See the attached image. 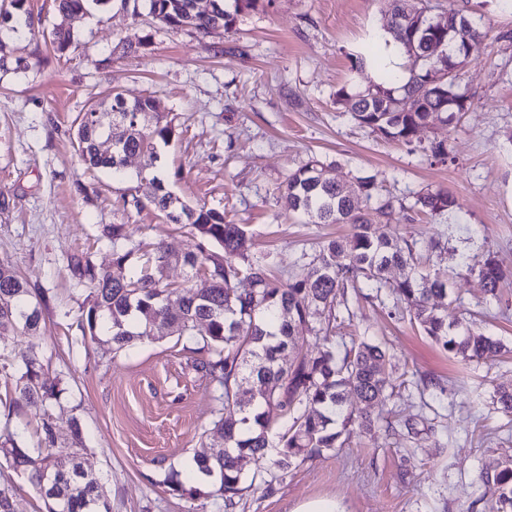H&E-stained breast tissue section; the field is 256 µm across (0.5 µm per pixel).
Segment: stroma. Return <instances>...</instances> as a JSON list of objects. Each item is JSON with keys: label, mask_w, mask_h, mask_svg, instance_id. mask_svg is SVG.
Segmentation results:
<instances>
[{"label": "stroma", "mask_w": 512, "mask_h": 512, "mask_svg": "<svg viewBox=\"0 0 512 512\" xmlns=\"http://www.w3.org/2000/svg\"><path fill=\"white\" fill-rule=\"evenodd\" d=\"M457 2L494 41L459 72L473 104L455 129L430 125L419 133L425 143L447 140L444 164L360 127L334 102L340 86L371 83L369 71L353 70L350 55L384 36L388 0H260L232 29L204 38L161 24L144 4L135 12L93 5L72 22L73 42L62 53L43 39L60 21L53 0H29L33 26L0 40V56L29 63L0 70V261L43 296L36 342L45 377L60 382L65 409L81 423L83 465L99 478L112 512H224L214 478H197L194 464L195 452L222 446L210 434L219 391L193 368L204 328L192 337L140 336L118 353L105 336L84 335L88 291L71 281L67 259L86 252L111 268L101 225H129L135 240L165 241L178 256L198 245L153 207L124 206L144 158H132L119 180L80 165L78 118L113 90L130 101L154 97L172 118L175 135L159 145L156 170L166 190L242 225L252 254H276L272 273L283 281L306 273L318 242L348 231L288 213L278 199L288 173L315 157L344 183L376 176L381 195L402 204L381 233L399 245L447 243L429 265L448 275L449 321L506 348L493 362H463L379 302L350 299L351 333L372 337L393 356L388 375L398 389L387 407L395 432L356 438L301 463L273 490L254 484L235 512H295L312 499L336 500L344 512H484L482 499L493 490L480 472L512 459V420L491 400L494 387L512 386V277L489 302L480 279L459 270L462 259L490 252L512 266V13L499 11L497 0ZM120 42L132 53L114 54ZM429 189L453 194L457 207L436 217L412 212ZM413 373L440 379L446 392L441 413L417 425L425 452L404 469L400 419L414 409L399 383ZM11 397L0 374V429L33 447L38 419L14 409ZM173 475L196 496L172 491ZM1 490L13 512L45 510L27 476L4 463Z\"/></svg>", "instance_id": "obj_1"}]
</instances>
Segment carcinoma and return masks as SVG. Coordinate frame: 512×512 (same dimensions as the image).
<instances>
[{"instance_id":"carcinoma-1","label":"carcinoma","mask_w":512,"mask_h":512,"mask_svg":"<svg viewBox=\"0 0 512 512\" xmlns=\"http://www.w3.org/2000/svg\"><path fill=\"white\" fill-rule=\"evenodd\" d=\"M91 1L109 2L55 0V4L59 14L68 16L88 9ZM26 2L0 0V10L13 17L9 26L0 25V39L28 25ZM195 2L148 0L149 14L169 27H186L204 37L220 27H232L238 15L260 0H234L232 13L225 9L224 0H212L208 14L195 10ZM441 15L444 25L433 27L429 0H393L385 31L407 56L408 65L401 72H383L380 82L363 89L349 85L336 89L335 103L351 113L360 127L411 146L420 128L435 120L449 126L469 109L471 97L460 91L457 72L481 50L485 34L460 10L444 9ZM48 39L62 53L71 45L73 34L55 26ZM448 68L456 75L445 84L444 93L436 95L430 85L431 70ZM174 133L169 115L156 111L152 97L128 102L111 92L80 116L77 152L86 168L120 176L130 154L143 156L146 166H154L156 142L167 143ZM104 137L112 139L108 155L99 149ZM420 150L436 162H448L444 140ZM149 185L145 198L132 197L133 206L140 211L148 203L171 223L190 227L200 238L199 253L175 256L164 243L156 242L148 245L140 269L128 272L126 264L141 244L133 240L129 225L104 224L100 238L112 246V264L123 270L122 276L99 270L86 253L71 255L67 270L76 285L90 289L85 318L91 335L102 329L115 352L154 329L191 336L196 324L207 323L199 348L205 356L195 360L194 368L222 390L213 432L223 438L224 450L212 455L199 452L194 462L199 472L219 476L218 492L228 510L237 506L255 481L270 490L296 465L342 448L356 435H371L382 423L392 427L384 417L369 412L375 404L385 406L388 397L387 349L365 336L349 343L336 336L345 323L339 308L347 306L348 291L374 288L379 292L389 287L396 300L405 304L410 322L455 358L492 360L501 351L498 340L482 333H452L448 314L439 304L449 296L448 275L420 269L417 241L398 248L378 233L375 221L392 217L394 201L380 199L370 212L355 205L359 197L370 200L378 195L374 175L340 184L315 158L288 174L279 189L286 211L302 214L314 224H347L350 232L322 242L306 275L286 283L272 277L271 254H251L240 225L224 222V215L217 211L189 205L155 176ZM130 201L125 199L123 204ZM456 206L452 195L436 190L419 195L409 210L436 216ZM173 262L188 267L194 278L209 270V287L178 288L166 282L164 271ZM393 266L406 273L391 283L387 274ZM461 272L477 276L486 295L498 298L504 271L495 257L489 255L474 264L466 260ZM241 278L248 287H236ZM173 294L177 296L174 305L170 303ZM41 319V300L0 262V327L35 336ZM306 335L314 338V347L290 357V350ZM0 357L12 369L5 373L13 381L12 406L35 411L40 421V439L32 450L19 446L13 433H0V462L31 473L46 512H112L99 479L83 468L79 419L69 418L70 438L54 433L62 388L44 380V364L36 347L17 351L1 345ZM245 377L252 379L259 398L239 396L238 382ZM351 393L363 407H349ZM493 403L498 412L512 417V387H497ZM230 407L233 413L224 415ZM252 461L262 467L249 475L245 467ZM481 480L496 492L488 512H512V460ZM61 494L60 508L57 496Z\"/></svg>"}]
</instances>
